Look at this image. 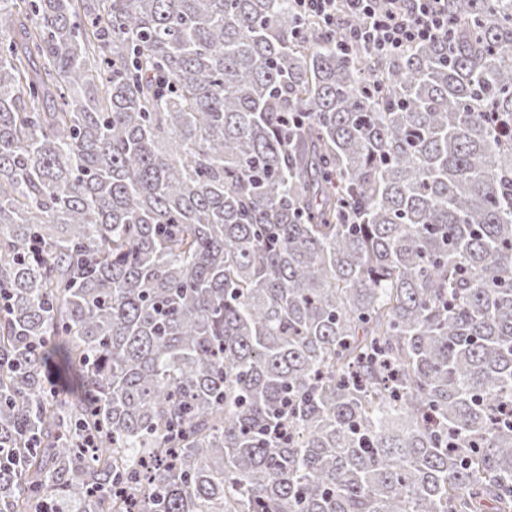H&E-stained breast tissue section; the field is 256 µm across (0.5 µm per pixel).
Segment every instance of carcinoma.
<instances>
[{"label": "carcinoma", "mask_w": 512, "mask_h": 512, "mask_svg": "<svg viewBox=\"0 0 512 512\" xmlns=\"http://www.w3.org/2000/svg\"><path fill=\"white\" fill-rule=\"evenodd\" d=\"M448 13L0 0V512H512V0ZM349 14L361 19L353 25ZM300 15L317 19L327 34H335L341 50L356 44L375 55L407 51L420 43L445 42L447 0H294Z\"/></svg>", "instance_id": "obj_1"}]
</instances>
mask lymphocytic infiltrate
Masks as SVG:
<instances>
[{
  "label": "lymphocytic infiltrate",
  "instance_id": "f902f5d3",
  "mask_svg": "<svg viewBox=\"0 0 512 512\" xmlns=\"http://www.w3.org/2000/svg\"><path fill=\"white\" fill-rule=\"evenodd\" d=\"M342 49L360 44L376 55L407 51L449 37L447 0H294Z\"/></svg>",
  "mask_w": 512,
  "mask_h": 512
}]
</instances>
